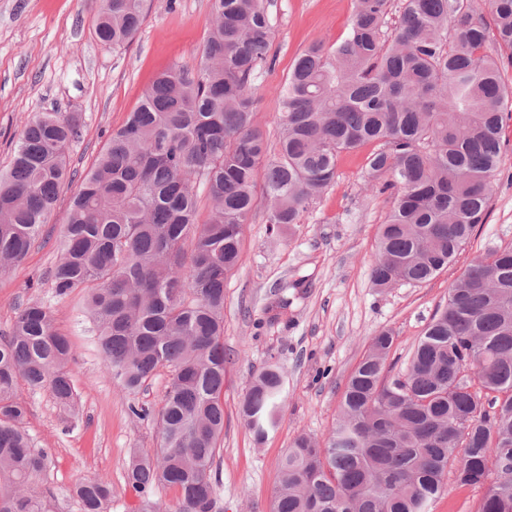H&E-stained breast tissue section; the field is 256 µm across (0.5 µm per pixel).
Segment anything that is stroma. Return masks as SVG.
Here are the masks:
<instances>
[{
	"label": "stroma",
	"instance_id": "1",
	"mask_svg": "<svg viewBox=\"0 0 512 512\" xmlns=\"http://www.w3.org/2000/svg\"><path fill=\"white\" fill-rule=\"evenodd\" d=\"M353 0H269L274 25L269 57L255 83L257 123L276 146L278 91L295 57L313 43L330 46L350 30ZM91 0H0V170L10 162L24 124L38 112H76L82 136L68 150L78 177L100 156L155 76L173 61L192 63L212 24L211 0H151L149 13L125 48L112 50L94 34ZM505 146L485 224L448 268L419 284L373 288L379 228L391 197L372 190L365 173L374 144L341 154L336 180L303 212L299 223L271 230L265 208L246 225L237 268L224 283V436L217 496L223 512H270L279 462L301 434L325 439L336 424L346 383L371 338L391 331L389 372L404 369L419 336L473 260L512 247V101L505 106ZM77 180L60 199L35 244L8 276L0 277V332L27 303L49 299V272ZM72 347L70 369L77 411L69 413L50 389L17 386L29 406L26 428L51 468L35 488L52 496L53 512H81L73 494L95 476L112 484L110 512H134L125 486L130 449L154 451L156 428L130 405L159 407L170 376L159 370L135 394L104 372L81 304L54 310ZM277 363L286 399L277 423L256 440L239 414L252 376Z\"/></svg>",
	"mask_w": 512,
	"mask_h": 512
}]
</instances>
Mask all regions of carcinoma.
I'll return each instance as SVG.
<instances>
[{
  "label": "carcinoma",
  "mask_w": 512,
  "mask_h": 512,
  "mask_svg": "<svg viewBox=\"0 0 512 512\" xmlns=\"http://www.w3.org/2000/svg\"><path fill=\"white\" fill-rule=\"evenodd\" d=\"M354 0L348 36L295 59L280 88L281 138L270 150L256 122L254 80L273 29L264 0H212L196 63L174 62L145 91L81 176L68 208L50 302L35 301L0 334V512H53L32 489L50 461L23 427L18 380L77 394L68 338L52 303L75 295L108 375L135 393L159 369L171 381L151 419L158 448L135 451L126 487L135 512H221L224 435V280L240 261L261 202L272 228L298 223L332 185L344 151L377 142L368 184L390 192L371 282L421 283L448 267L490 206L504 147V103L489 28L512 51V0ZM146 0H95L97 39L120 49ZM75 112H38L0 173V276L39 241L79 139ZM204 188L208 211L198 222ZM262 193H257V188ZM393 336L381 331L349 377L326 440L298 435L283 457L272 512H427L452 487L480 488L477 512H512V248L473 261L419 337L405 371L387 375ZM473 371L477 380L466 372ZM277 367L254 376L240 406L257 440L284 402ZM178 490L174 504L154 497ZM82 512H108L112 484L74 490Z\"/></svg>",
  "instance_id": "carcinoma-1"
}]
</instances>
